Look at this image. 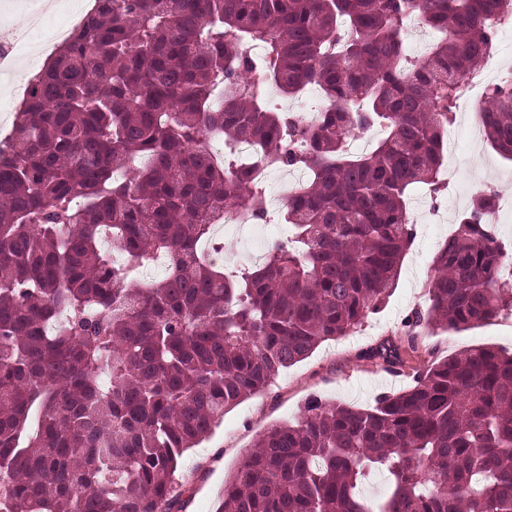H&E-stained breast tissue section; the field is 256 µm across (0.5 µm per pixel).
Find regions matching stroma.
I'll list each match as a JSON object with an SVG mask.
<instances>
[{
	"label": "stroma",
	"instance_id": "35a3bbf8",
	"mask_svg": "<svg viewBox=\"0 0 512 512\" xmlns=\"http://www.w3.org/2000/svg\"><path fill=\"white\" fill-rule=\"evenodd\" d=\"M457 125L452 153L441 168L446 190L433 199L427 189L419 188L409 198V212L431 204L435 213L415 222L416 238L382 308L349 335L321 343L308 358L280 372L265 391L228 410L199 446L185 452L177 471L180 482L190 487L182 498V512H216L225 482L259 435L270 426L293 421L309 396L367 408L382 394L406 389L417 370L448 355L478 345L512 353V314L507 312L461 331L410 332L404 326L412 312L426 310L433 258L473 194L491 188L512 196V162L494 152L483 135L468 136L466 119ZM387 350L396 352V360H383Z\"/></svg>",
	"mask_w": 512,
	"mask_h": 512
}]
</instances>
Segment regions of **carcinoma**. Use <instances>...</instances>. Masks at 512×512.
<instances>
[{
    "mask_svg": "<svg viewBox=\"0 0 512 512\" xmlns=\"http://www.w3.org/2000/svg\"><path fill=\"white\" fill-rule=\"evenodd\" d=\"M509 14L512 0H95L0 148V512H181L184 453L395 288L408 195L439 192L464 80ZM414 16L438 34L420 61ZM267 83L315 85L329 107L298 121L265 104ZM478 123L512 162V77ZM376 126L369 152L347 151ZM212 134L308 174L284 204L292 238L231 273L201 253L213 219L261 221L266 200ZM495 201L473 196L411 326L512 310ZM159 254L170 271L141 281ZM374 471L389 475L377 501L358 492ZM220 512H512V354L465 349L369 408L308 398L260 436Z\"/></svg>",
    "mask_w": 512,
    "mask_h": 512,
    "instance_id": "1",
    "label": "carcinoma"
}]
</instances>
